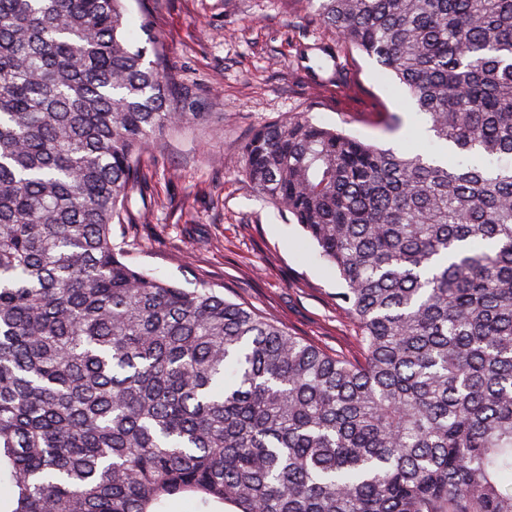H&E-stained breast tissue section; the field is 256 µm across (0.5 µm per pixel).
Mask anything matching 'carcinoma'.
<instances>
[{
  "label": "carcinoma",
  "instance_id": "obj_1",
  "mask_svg": "<svg viewBox=\"0 0 512 512\" xmlns=\"http://www.w3.org/2000/svg\"><path fill=\"white\" fill-rule=\"evenodd\" d=\"M435 150L306 118L243 172L362 360L125 261L140 155L200 116L128 0H0V512H512V0H319Z\"/></svg>",
  "mask_w": 512,
  "mask_h": 512
}]
</instances>
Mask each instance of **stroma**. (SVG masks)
I'll use <instances>...</instances> for the list:
<instances>
[{"instance_id": "stroma-1", "label": "stroma", "mask_w": 512, "mask_h": 512, "mask_svg": "<svg viewBox=\"0 0 512 512\" xmlns=\"http://www.w3.org/2000/svg\"><path fill=\"white\" fill-rule=\"evenodd\" d=\"M152 17L136 46L159 43L171 106L200 120L158 136L140 161L147 185L127 203L129 263L194 287L205 278L294 335L349 359L357 324L341 282L293 217L242 172V146L262 124L303 115L396 150L420 140L423 116L378 64L339 47L309 0H129Z\"/></svg>"}]
</instances>
